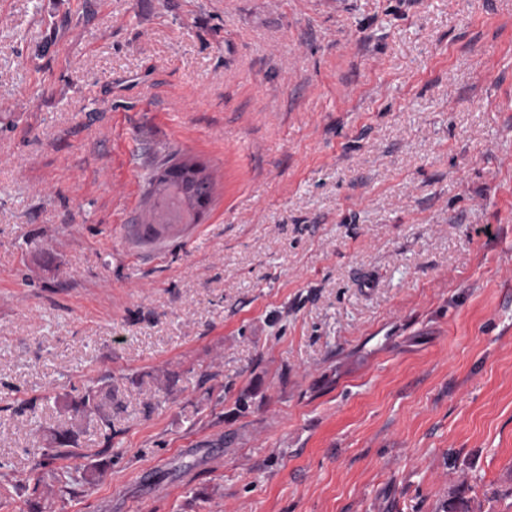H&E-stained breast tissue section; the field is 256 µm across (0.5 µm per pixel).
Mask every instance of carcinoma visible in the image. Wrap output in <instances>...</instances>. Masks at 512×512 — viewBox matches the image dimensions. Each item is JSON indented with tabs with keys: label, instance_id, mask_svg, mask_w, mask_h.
I'll return each instance as SVG.
<instances>
[{
	"label": "carcinoma",
	"instance_id": "cac0c4a2",
	"mask_svg": "<svg viewBox=\"0 0 512 512\" xmlns=\"http://www.w3.org/2000/svg\"><path fill=\"white\" fill-rule=\"evenodd\" d=\"M214 181L207 165L178 153H170L155 161L145 193L149 204L147 224L168 228L174 224H194L213 200ZM74 414L94 412L109 427V416L103 412L100 391L90 388L71 405ZM79 430L65 428L54 433L58 448L77 445Z\"/></svg>",
	"mask_w": 512,
	"mask_h": 512
}]
</instances>
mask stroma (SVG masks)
Masks as SVG:
<instances>
[{
	"label": "stroma",
	"instance_id": "35a3bbf8",
	"mask_svg": "<svg viewBox=\"0 0 512 512\" xmlns=\"http://www.w3.org/2000/svg\"><path fill=\"white\" fill-rule=\"evenodd\" d=\"M455 497L512 512V0H0V512ZM174 152L157 158L145 193L149 204L143 224L168 228L194 224L213 200L214 181L204 163ZM99 396L100 390L93 388L86 390L78 400L72 402L71 410L74 412V417L79 413L95 412L104 426H110L109 416L103 412L105 404Z\"/></svg>",
	"mask_w": 512,
	"mask_h": 512
}]
</instances>
